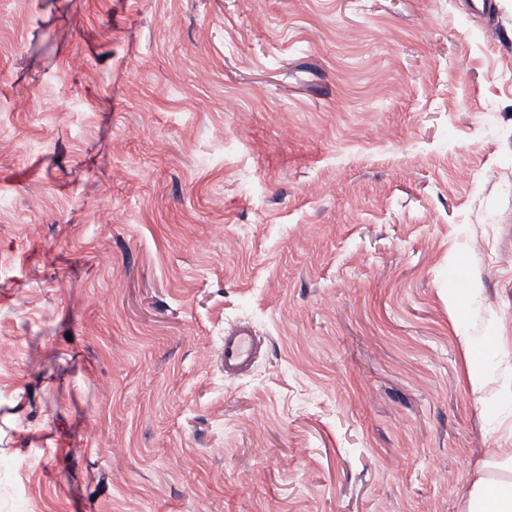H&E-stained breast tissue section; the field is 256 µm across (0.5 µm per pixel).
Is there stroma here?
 Returning a JSON list of instances; mask_svg holds the SVG:
<instances>
[{
	"mask_svg": "<svg viewBox=\"0 0 512 512\" xmlns=\"http://www.w3.org/2000/svg\"><path fill=\"white\" fill-rule=\"evenodd\" d=\"M469 2L0 0V512H459L512 448L459 341L512 336V0ZM260 340L249 325H237L224 332L222 362L226 375L244 374L255 362Z\"/></svg>",
	"mask_w": 512,
	"mask_h": 512,
	"instance_id": "obj_1",
	"label": "stroma"
}]
</instances>
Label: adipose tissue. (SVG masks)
I'll return each instance as SVG.
<instances>
[{
    "instance_id": "obj_1",
    "label": "adipose tissue",
    "mask_w": 512,
    "mask_h": 512,
    "mask_svg": "<svg viewBox=\"0 0 512 512\" xmlns=\"http://www.w3.org/2000/svg\"><path fill=\"white\" fill-rule=\"evenodd\" d=\"M466 364L465 384L469 392L484 399L489 374L483 363L486 353L505 349L507 340L498 336L480 345L472 337L461 339ZM461 512H512V450L500 448L489 457L477 459L461 489Z\"/></svg>"
}]
</instances>
